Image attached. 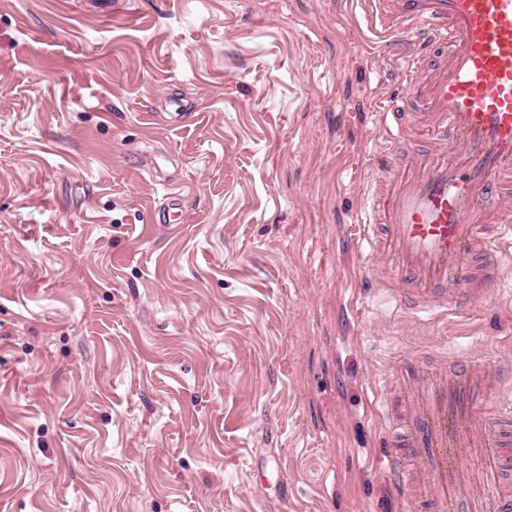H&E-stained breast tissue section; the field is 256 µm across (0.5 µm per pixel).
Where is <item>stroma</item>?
I'll return each instance as SVG.
<instances>
[{
  "label": "stroma",
  "instance_id": "stroma-1",
  "mask_svg": "<svg viewBox=\"0 0 512 512\" xmlns=\"http://www.w3.org/2000/svg\"><path fill=\"white\" fill-rule=\"evenodd\" d=\"M382 65L361 0H0V512H405L379 382L512 363V289L368 296Z\"/></svg>",
  "mask_w": 512,
  "mask_h": 512
}]
</instances>
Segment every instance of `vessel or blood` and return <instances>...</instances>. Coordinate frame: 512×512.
I'll return each mask as SVG.
<instances>
[{
	"instance_id": "obj_1",
	"label": "vessel or blood",
	"mask_w": 512,
	"mask_h": 512,
	"mask_svg": "<svg viewBox=\"0 0 512 512\" xmlns=\"http://www.w3.org/2000/svg\"><path fill=\"white\" fill-rule=\"evenodd\" d=\"M398 90L375 113L363 227L374 294L409 319L495 298L512 260V0H365ZM512 370L448 349L384 387L410 512H512Z\"/></svg>"
}]
</instances>
